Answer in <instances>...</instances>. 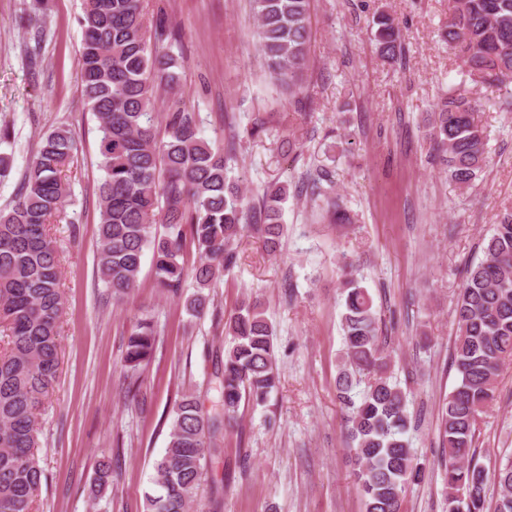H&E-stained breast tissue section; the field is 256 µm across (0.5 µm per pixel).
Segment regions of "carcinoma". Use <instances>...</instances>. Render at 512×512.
Returning <instances> with one entry per match:
<instances>
[{
    "label": "carcinoma",
    "instance_id": "1",
    "mask_svg": "<svg viewBox=\"0 0 512 512\" xmlns=\"http://www.w3.org/2000/svg\"><path fill=\"white\" fill-rule=\"evenodd\" d=\"M310 0H253L260 51L270 74L302 92L308 52ZM79 68L83 94L98 122L99 277L119 302L139 287L146 250L152 252L156 283L183 301L192 316L211 304L210 288L236 260L235 244L250 230L267 251L281 247L284 204L290 185L274 182L258 199L226 176L236 140L224 146L200 135L194 113L167 112L165 133L155 125L158 91L175 89L178 58L151 48L142 0H83ZM380 56L401 54L391 16L374 17ZM470 76L489 84L512 82V0H453L442 32ZM477 105L450 92L436 105L430 130L448 178L471 186L486 162L485 136ZM77 149L72 132L59 127L40 138L18 194L0 209V326L8 347L0 350V512H30L44 475L35 458L39 419L60 367L59 322L63 312L60 259L48 225L64 208L69 185L62 172ZM321 170L311 194L330 200ZM198 260L194 292L183 296L186 244ZM484 257L469 265L454 308L453 365L458 383L445 399L440 435L448 512H487L490 486L498 488L494 512H512V464L488 472L474 462L478 419L494 401L502 366L512 359V207L497 215L484 240ZM341 325L344 363L336 378L337 398L347 410L352 476L364 512H400L408 487L422 480L408 433L414 428L406 393L385 362L387 340L367 289L346 280ZM224 355L219 360L218 398L210 412L199 397L175 401L168 443L155 465L153 489L144 494V512H190L207 466L220 460L224 428L241 402L264 404L277 388L273 329L258 299L244 296L224 322ZM157 342L152 321L137 320L127 336L122 364L130 373L127 396L146 406L142 374ZM368 377L360 399L353 390ZM112 484V469L101 463L92 491Z\"/></svg>",
    "mask_w": 512,
    "mask_h": 512
}]
</instances>
